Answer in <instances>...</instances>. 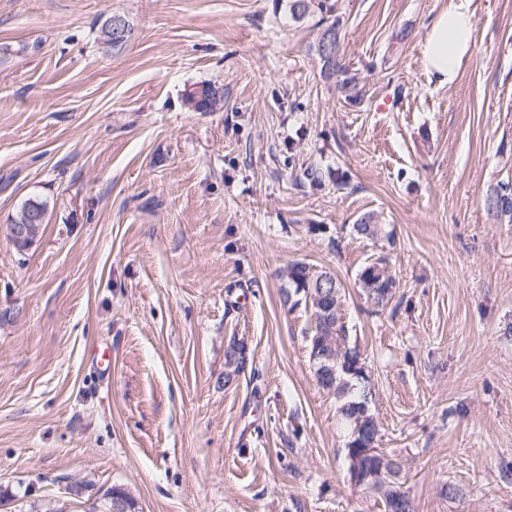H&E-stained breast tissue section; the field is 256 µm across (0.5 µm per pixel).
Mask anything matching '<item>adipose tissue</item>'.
<instances>
[{
	"label": "adipose tissue",
	"instance_id": "1",
	"mask_svg": "<svg viewBox=\"0 0 512 512\" xmlns=\"http://www.w3.org/2000/svg\"><path fill=\"white\" fill-rule=\"evenodd\" d=\"M473 30L465 0H458L432 22L423 45V66L438 84L449 85L458 79L463 61L471 53Z\"/></svg>",
	"mask_w": 512,
	"mask_h": 512
}]
</instances>
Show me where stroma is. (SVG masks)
Returning a JSON list of instances; mask_svg holds the SVG:
<instances>
[{
	"instance_id": "obj_1",
	"label": "stroma",
	"mask_w": 512,
	"mask_h": 512,
	"mask_svg": "<svg viewBox=\"0 0 512 512\" xmlns=\"http://www.w3.org/2000/svg\"><path fill=\"white\" fill-rule=\"evenodd\" d=\"M330 2L357 103L288 0H0V512H93L111 487L139 512H385L349 478L310 311L283 302L295 260L345 289L415 512H512V223L483 207L512 180V0H469L444 87L422 50L454 0ZM201 83L207 112L184 103ZM311 162L347 186L297 185ZM30 198L48 222L20 254ZM382 255L376 313L358 273ZM328 24V25H327ZM323 25H326L322 30L320 29L319 36L317 37L315 43L312 45V50L315 49L316 55L319 57L320 62H322L321 66V76H323V68L331 76L333 86L340 93L341 97L344 98L347 102H354L361 100L362 97V89L359 87V83L354 74L350 73L348 66L343 62V58L340 54V44H341V31L339 26V20H333L332 22L325 21ZM326 28H333L336 33V38L334 42V47H332L331 52L334 54V60L332 62L331 67L327 68V64L323 58V37L322 32ZM324 45L326 51L329 50L331 40L330 34H326L324 37ZM47 212V201L38 198L27 199L18 208L14 216L11 218L10 224H16L18 222L24 223L26 219L32 215H34L35 218H38L36 222L30 221L29 223L28 240L23 242H17L12 240L13 246L18 252H23L27 250L30 247V245L34 242L36 237L39 235L42 226L46 224ZM28 242H30V244ZM368 266H369V262L366 263L361 268V270L358 274L359 284L364 292L366 303L369 304L372 308L377 309V311L383 310L390 303L392 296H390L389 299H387V297L384 294L385 289H382V288H389V285L388 284L385 285L382 283V284H378V285L374 286V288H366L365 285L367 282L365 279V275H366ZM394 288L395 287L389 288V293L392 295L394 293Z\"/></svg>"
}]
</instances>
